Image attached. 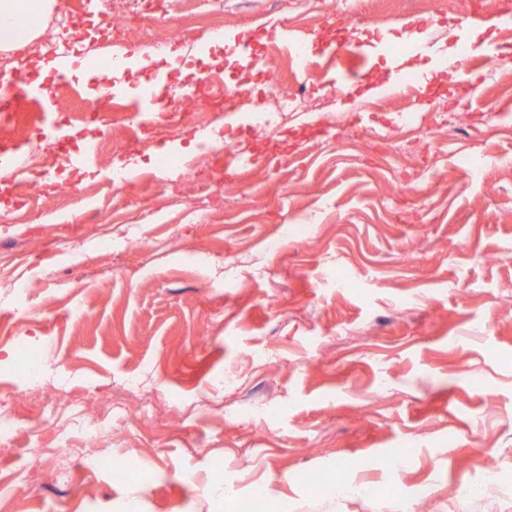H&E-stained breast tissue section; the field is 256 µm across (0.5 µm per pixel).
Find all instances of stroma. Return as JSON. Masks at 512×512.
I'll return each mask as SVG.
<instances>
[{
  "mask_svg": "<svg viewBox=\"0 0 512 512\" xmlns=\"http://www.w3.org/2000/svg\"><path fill=\"white\" fill-rule=\"evenodd\" d=\"M471 4L458 21L441 0H325L326 13L392 26H354L360 76L287 74L326 109L289 113L270 138L248 113L224 119L257 164L206 207L195 183L154 168L170 154L208 176L215 129L196 112L178 135L97 159L95 180L63 174L65 191L29 195L23 210L14 178H0L14 217L0 223V395L18 422L0 442V512H236L257 487L288 512H512V69H467L456 53L512 50V33L492 0ZM223 23L224 46L200 34L174 63L116 75L128 111L157 73L174 104L203 62L257 87L242 47L274 46L278 69L291 41L316 55L334 34L270 0H224ZM47 81L75 113L98 94L86 68ZM456 104L457 132L436 133L433 113ZM407 111L427 134L390 154L372 133ZM96 210L113 223H92ZM105 233L146 245L106 252ZM200 250L242 263L202 267ZM24 346L51 368L37 393ZM395 448L410 453L405 469L388 463ZM482 449L497 465L490 486ZM94 453L137 467L115 482L85 469ZM358 476L391 494L317 489ZM217 481L235 497H211ZM461 484L475 495L458 497Z\"/></svg>",
  "mask_w": 512,
  "mask_h": 512,
  "instance_id": "35a3bbf8",
  "label": "stroma"
}]
</instances>
